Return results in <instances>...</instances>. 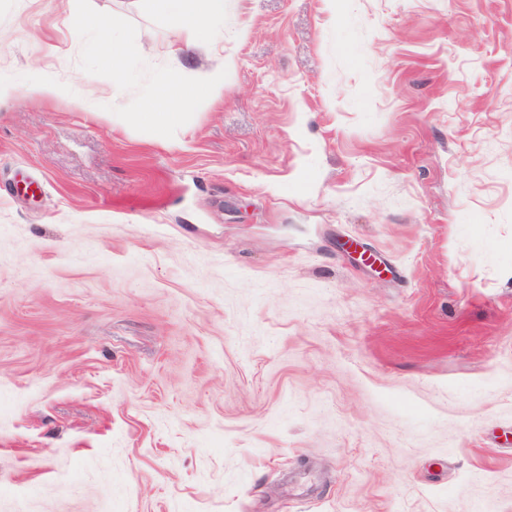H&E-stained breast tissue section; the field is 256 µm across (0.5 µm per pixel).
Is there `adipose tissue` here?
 Wrapping results in <instances>:
<instances>
[{"label":"adipose tissue","mask_w":512,"mask_h":512,"mask_svg":"<svg viewBox=\"0 0 512 512\" xmlns=\"http://www.w3.org/2000/svg\"><path fill=\"white\" fill-rule=\"evenodd\" d=\"M224 0H166L160 23L176 24L185 35V51L195 50L197 44L211 36L212 23L223 19ZM220 95L224 92V74L215 72L204 78L202 83L173 82L158 87L145 101L142 111L128 114L116 112L112 121L150 127L157 140L166 141L168 134L177 128L186 107L196 102L201 93Z\"/></svg>","instance_id":"obj_1"}]
</instances>
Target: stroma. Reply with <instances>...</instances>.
I'll return each instance as SVG.
<instances>
[{"label": "stroma", "instance_id": "35a3bbf8", "mask_svg": "<svg viewBox=\"0 0 512 512\" xmlns=\"http://www.w3.org/2000/svg\"><path fill=\"white\" fill-rule=\"evenodd\" d=\"M161 7L0 0V512H512V0ZM224 18V0H167L161 24L175 23L186 36L185 52L212 34L211 24ZM201 93L198 83L173 82L158 87L145 101L144 112H115L112 122L123 124L129 114L136 125L150 127L161 142H166L168 134L177 128L186 112V107L196 102Z\"/></svg>", "mask_w": 512, "mask_h": 512}]
</instances>
